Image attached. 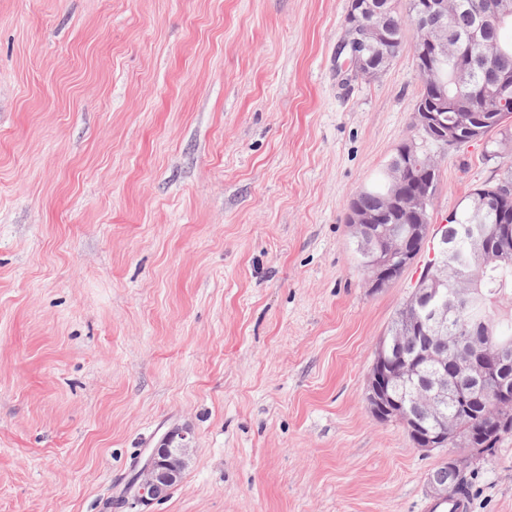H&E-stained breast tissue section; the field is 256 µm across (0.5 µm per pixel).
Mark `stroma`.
<instances>
[{"label":"stroma","instance_id":"stroma-1","mask_svg":"<svg viewBox=\"0 0 512 512\" xmlns=\"http://www.w3.org/2000/svg\"><path fill=\"white\" fill-rule=\"evenodd\" d=\"M350 0H0V512H429L447 449L369 413L414 264L374 291L354 194L419 139L413 33L374 78ZM444 223L505 169L428 146ZM187 466L125 495L162 435ZM512 512V434L468 475Z\"/></svg>","mask_w":512,"mask_h":512}]
</instances>
